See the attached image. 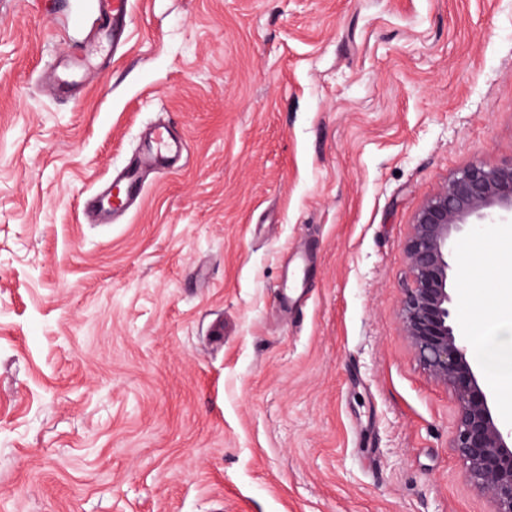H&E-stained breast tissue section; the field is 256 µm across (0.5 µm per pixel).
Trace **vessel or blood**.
I'll return each instance as SVG.
<instances>
[{
	"mask_svg": "<svg viewBox=\"0 0 512 512\" xmlns=\"http://www.w3.org/2000/svg\"><path fill=\"white\" fill-rule=\"evenodd\" d=\"M131 22L130 0H97V29L76 47L64 64L47 74L46 89L56 96L73 95L89 72L90 60L106 65L107 47H120ZM188 155L186 142L165 124L146 129L142 147L111 178L82 200V214L90 222L105 223L125 215L144 190L145 173L164 176L182 167Z\"/></svg>",
	"mask_w": 512,
	"mask_h": 512,
	"instance_id": "vessel-or-blood-1",
	"label": "vessel or blood"
}]
</instances>
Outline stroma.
<instances>
[{"label":"stroma","mask_w":512,"mask_h":512,"mask_svg":"<svg viewBox=\"0 0 512 512\" xmlns=\"http://www.w3.org/2000/svg\"><path fill=\"white\" fill-rule=\"evenodd\" d=\"M94 4L0 0V512H492L400 301L417 209L512 158V0H132L55 98ZM167 122L187 164L84 223ZM449 262L474 348L512 276L490 226ZM131 22L129 0H97V29L93 37L78 46L65 63L47 74L45 88L56 96H72L76 85L88 75L87 64L98 60V66L107 63L106 47L112 44L115 52L124 43L127 28Z\"/></svg>","instance_id":"1"}]
</instances>
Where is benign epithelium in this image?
<instances>
[{"label":"benign epithelium","mask_w":512,"mask_h":512,"mask_svg":"<svg viewBox=\"0 0 512 512\" xmlns=\"http://www.w3.org/2000/svg\"><path fill=\"white\" fill-rule=\"evenodd\" d=\"M486 224H512V158L495 167L462 168L416 211L405 243L411 286L401 318L421 365L455 393L452 447L465 479L488 496L493 512H512V429L493 412L448 292L449 242Z\"/></svg>","instance_id":"7a95c632"}]
</instances>
